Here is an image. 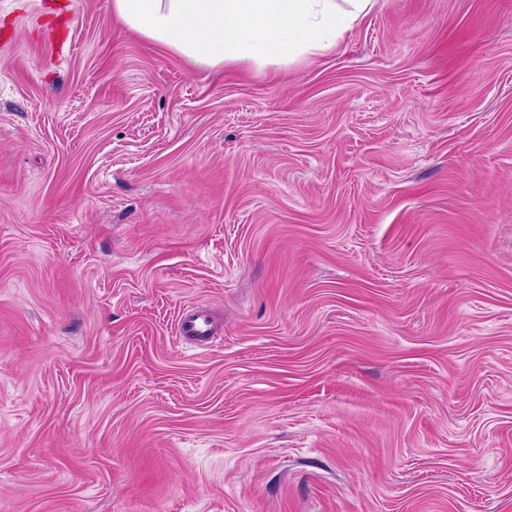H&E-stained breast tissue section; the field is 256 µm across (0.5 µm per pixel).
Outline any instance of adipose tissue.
I'll list each match as a JSON object with an SVG mask.
<instances>
[{"label": "adipose tissue", "mask_w": 512, "mask_h": 512, "mask_svg": "<svg viewBox=\"0 0 512 512\" xmlns=\"http://www.w3.org/2000/svg\"><path fill=\"white\" fill-rule=\"evenodd\" d=\"M347 2L344 10L336 0H112V11L191 62L277 68L334 46L370 0Z\"/></svg>", "instance_id": "1"}]
</instances>
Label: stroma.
Returning <instances> with one entry per match:
<instances>
[{
  "label": "stroma",
  "mask_w": 512,
  "mask_h": 512,
  "mask_svg": "<svg viewBox=\"0 0 512 512\" xmlns=\"http://www.w3.org/2000/svg\"><path fill=\"white\" fill-rule=\"evenodd\" d=\"M0 512H512V0L275 75L0 0ZM176 332L180 339L192 341L198 345L211 344L216 334L213 323L194 310L179 316Z\"/></svg>",
  "instance_id": "stroma-1"
}]
</instances>
